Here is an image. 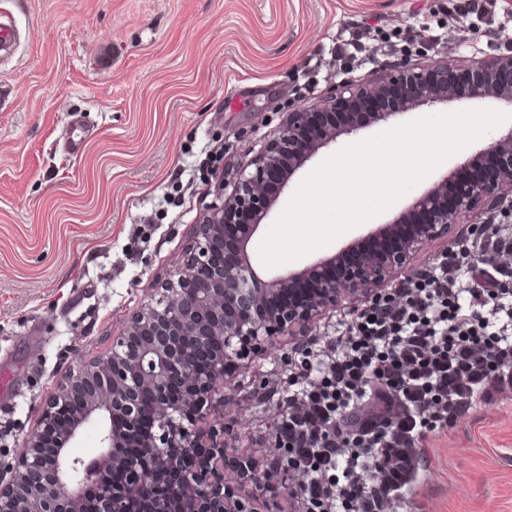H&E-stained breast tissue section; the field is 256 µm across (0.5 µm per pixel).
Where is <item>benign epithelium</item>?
Masks as SVG:
<instances>
[{
  "label": "benign epithelium",
  "instance_id": "7a95c632",
  "mask_svg": "<svg viewBox=\"0 0 512 512\" xmlns=\"http://www.w3.org/2000/svg\"><path fill=\"white\" fill-rule=\"evenodd\" d=\"M495 98L512 107V52L470 66L453 60L409 67L368 83H343L285 113L263 148L237 165L220 203L199 217L180 267L125 319L103 356L81 363L41 406L0 482V512H269L284 477L268 472V499H245L243 473L224 463L228 425L219 389L241 361L277 336L314 340L319 318L376 298L433 242L479 208L512 207V127L418 195L351 258L343 248L298 272L262 278L247 247L290 177L325 145L421 105ZM490 157V174L467 175ZM91 421L99 452L69 447ZM139 452L122 454L131 432ZM176 471L163 499L145 500L153 475Z\"/></svg>",
  "mask_w": 512,
  "mask_h": 512
}]
</instances>
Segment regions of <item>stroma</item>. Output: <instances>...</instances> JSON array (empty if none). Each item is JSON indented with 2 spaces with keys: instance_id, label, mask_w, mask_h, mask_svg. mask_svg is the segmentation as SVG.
<instances>
[{
  "instance_id": "obj_1",
  "label": "stroma",
  "mask_w": 512,
  "mask_h": 512,
  "mask_svg": "<svg viewBox=\"0 0 512 512\" xmlns=\"http://www.w3.org/2000/svg\"><path fill=\"white\" fill-rule=\"evenodd\" d=\"M1 23L20 39L0 54V477L45 395L99 356L173 274L225 169L257 152L283 112L396 63L512 51V12L477 23L449 16L448 0H0ZM349 25L369 29L353 64L336 57ZM409 28L442 40L425 53L377 50ZM76 114L85 147L73 155L65 143ZM384 129L320 149L260 233L323 160ZM456 164L447 159L391 210L290 269L385 224ZM294 346L279 337L225 386L228 445L240 454L265 461ZM428 455L421 512H512V398L478 405L434 435Z\"/></svg>"
}]
</instances>
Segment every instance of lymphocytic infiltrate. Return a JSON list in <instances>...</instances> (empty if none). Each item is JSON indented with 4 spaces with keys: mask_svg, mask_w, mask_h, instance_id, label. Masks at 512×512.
Returning a JSON list of instances; mask_svg holds the SVG:
<instances>
[{
    "mask_svg": "<svg viewBox=\"0 0 512 512\" xmlns=\"http://www.w3.org/2000/svg\"><path fill=\"white\" fill-rule=\"evenodd\" d=\"M512 394V227L449 249L291 363L269 430L300 512H413L426 445Z\"/></svg>",
    "mask_w": 512,
    "mask_h": 512,
    "instance_id": "obj_1",
    "label": "lymphocytic infiltrate"
}]
</instances>
